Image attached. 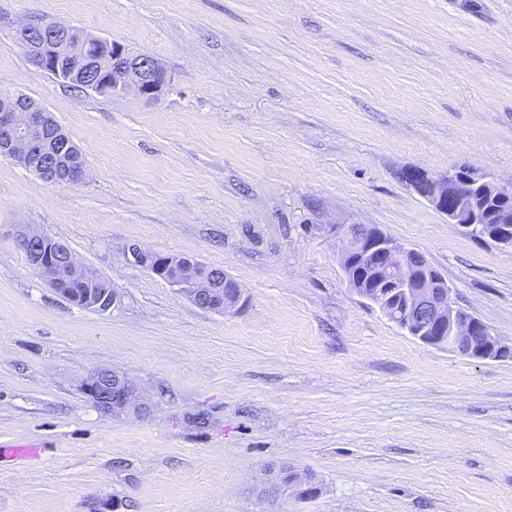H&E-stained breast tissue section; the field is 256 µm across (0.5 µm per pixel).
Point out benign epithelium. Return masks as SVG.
I'll list each match as a JSON object with an SVG mask.
<instances>
[{
  "instance_id": "7a95c632",
  "label": "benign epithelium",
  "mask_w": 512,
  "mask_h": 512,
  "mask_svg": "<svg viewBox=\"0 0 512 512\" xmlns=\"http://www.w3.org/2000/svg\"><path fill=\"white\" fill-rule=\"evenodd\" d=\"M18 36L32 63L43 70L49 63L56 68L61 66L74 54L72 27L55 21L30 19L20 26ZM108 48L112 49L110 57H87L68 78L81 89L98 93L103 89L101 74L109 70L112 95L133 88L147 99L159 97L170 84L171 76L155 57L132 51L116 41L108 42ZM0 156L14 160L48 182L79 184L86 178L78 148L51 113L27 96L6 89L0 90ZM407 175V185L464 233L482 220L476 206L466 205L470 189L478 187L491 199L512 198V179L477 174L467 167H454L439 175L409 170ZM350 235L347 251L358 248L378 255L389 273L384 280L386 288L397 289L406 296V305L400 311L382 305L379 309L386 318L399 319V327L408 335L437 347L439 336L446 333L453 343V352L472 359H489L491 351L506 350L485 323L455 304L442 276L427 273L411 281L406 278L407 269L421 256L420 252L371 231L367 225L351 228ZM18 241L22 245L36 244L29 253L28 265L47 277L54 292L68 302L99 313L109 311L117 303L112 285L81 265L61 241L24 227L18 230ZM125 255L131 263L149 269L176 287L198 307L222 313L240 300L237 284L231 285L233 294L227 297L220 288V282L227 283L231 278L221 277L220 271L191 256L160 254L136 243L126 247ZM81 390L104 413H131L141 417L149 412L139 402L135 384L118 370L100 369L91 373L82 382ZM296 485L306 486L308 482L297 474L289 479L275 477L267 491L286 495Z\"/></svg>"
}]
</instances>
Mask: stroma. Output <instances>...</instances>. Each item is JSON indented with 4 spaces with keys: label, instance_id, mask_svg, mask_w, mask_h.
<instances>
[{
    "label": "stroma",
    "instance_id": "obj_1",
    "mask_svg": "<svg viewBox=\"0 0 512 512\" xmlns=\"http://www.w3.org/2000/svg\"><path fill=\"white\" fill-rule=\"evenodd\" d=\"M47 18L172 75L150 101L34 66ZM0 87L51 112L87 175L0 156V512H512V359L424 344L350 288L343 233L422 253L512 345V250L477 242L400 174L512 178V0H0ZM63 241L119 295L74 306L32 271L20 226ZM219 267L241 297L201 309L127 244ZM126 373L152 406L98 410ZM317 494L271 495L272 470ZM80 388L104 413H131L141 417L149 412V408L139 402L135 384L118 370H96Z\"/></svg>",
    "mask_w": 512,
    "mask_h": 512
}]
</instances>
